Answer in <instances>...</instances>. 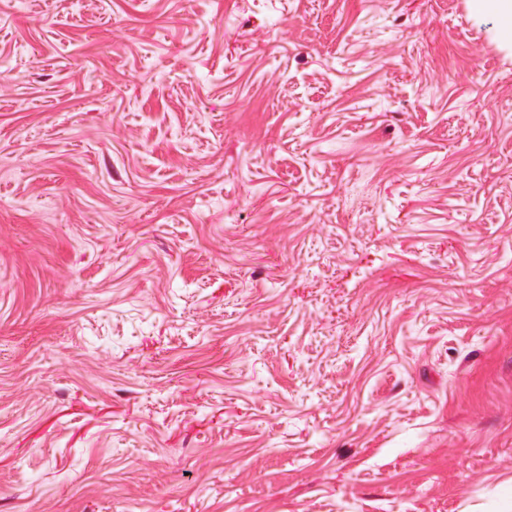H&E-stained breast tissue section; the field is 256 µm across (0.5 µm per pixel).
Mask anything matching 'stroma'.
<instances>
[{
	"label": "stroma",
	"instance_id": "stroma-1",
	"mask_svg": "<svg viewBox=\"0 0 512 512\" xmlns=\"http://www.w3.org/2000/svg\"><path fill=\"white\" fill-rule=\"evenodd\" d=\"M0 512H512L465 0H0Z\"/></svg>",
	"mask_w": 512,
	"mask_h": 512
}]
</instances>
